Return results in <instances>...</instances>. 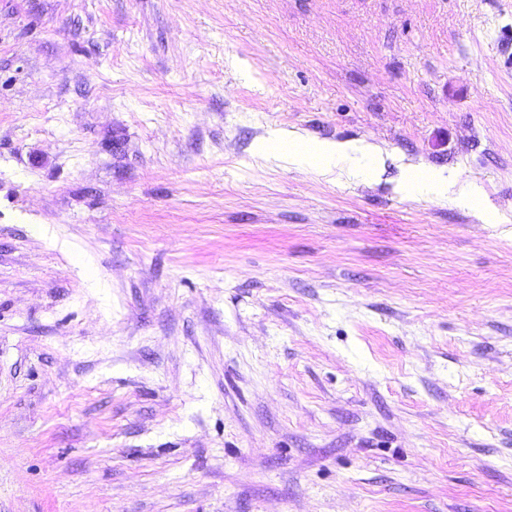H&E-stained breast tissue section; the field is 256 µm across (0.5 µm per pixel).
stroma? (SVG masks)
Wrapping results in <instances>:
<instances>
[{
    "mask_svg": "<svg viewBox=\"0 0 512 512\" xmlns=\"http://www.w3.org/2000/svg\"><path fill=\"white\" fill-rule=\"evenodd\" d=\"M0 512H512V0H0ZM279 148L282 152L288 153V159L296 163L315 162L319 166H328L330 163L352 153L371 155L376 153L377 147L368 141L355 143L323 142L312 150L307 143L297 141L290 137L281 139ZM417 191L435 196H444L448 193V180L439 174L425 175L416 173L412 180Z\"/></svg>",
    "mask_w": 512,
    "mask_h": 512,
    "instance_id": "35a3bbf8",
    "label": "stroma"
}]
</instances>
